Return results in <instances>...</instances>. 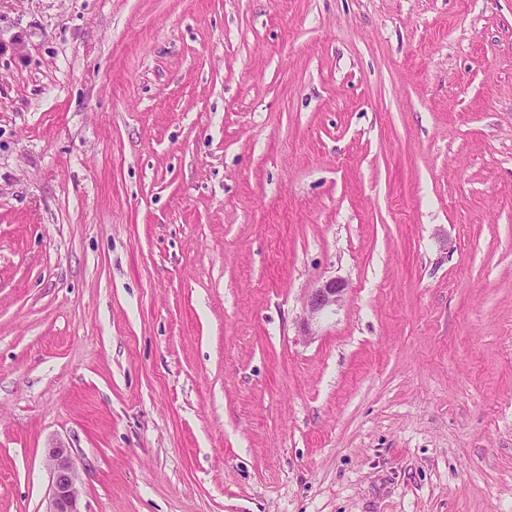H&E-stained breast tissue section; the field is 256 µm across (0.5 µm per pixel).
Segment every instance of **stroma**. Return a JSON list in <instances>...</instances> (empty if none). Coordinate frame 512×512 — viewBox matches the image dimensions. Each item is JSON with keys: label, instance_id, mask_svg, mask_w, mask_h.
I'll use <instances>...</instances> for the list:
<instances>
[{"label": "stroma", "instance_id": "1", "mask_svg": "<svg viewBox=\"0 0 512 512\" xmlns=\"http://www.w3.org/2000/svg\"><path fill=\"white\" fill-rule=\"evenodd\" d=\"M55 445L81 512H512V0H0V512ZM346 285L336 279L321 282L307 297L306 307L310 318L321 315L340 305L344 299Z\"/></svg>", "mask_w": 512, "mask_h": 512}]
</instances>
